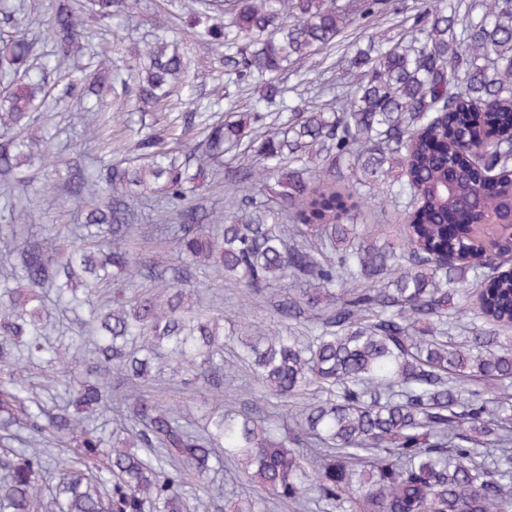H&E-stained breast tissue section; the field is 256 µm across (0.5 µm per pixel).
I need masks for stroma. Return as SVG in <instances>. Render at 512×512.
<instances>
[{"label": "stroma", "instance_id": "obj_1", "mask_svg": "<svg viewBox=\"0 0 512 512\" xmlns=\"http://www.w3.org/2000/svg\"><path fill=\"white\" fill-rule=\"evenodd\" d=\"M190 4L191 0H139L133 13L117 18L123 40L112 51L113 68L122 67L124 61L141 49L145 42L160 34L180 42L189 56V85L171 100L165 111L155 112L138 102L137 81L128 79L123 114L119 120L112 122L103 143L86 156L85 162L89 167L97 168L131 154L139 139L161 125L168 128L171 145L189 148L202 139L207 124L225 112L249 105L256 97L253 83L236 80L225 74L223 65L199 55L186 26V12ZM380 30L394 36L401 32L394 16L373 18L369 24L350 30L339 47L324 50L295 66L294 70L281 74L278 83L287 106L271 109L266 115V124L278 125L286 121L289 107L301 108L314 100H328L330 94L320 89V83L314 79L315 74H323L325 82L340 85L342 74L336 62L341 54ZM75 108V101L70 100L50 103L38 112L39 122L48 127L54 140L51 158L28 186V196H40L47 187L63 191L65 163L71 156L72 145L82 137L80 127L70 121ZM357 213L358 224L371 235L394 239L405 235L404 212L394 204L362 206ZM194 286L202 294L208 309L223 317L225 331L241 327L247 321L269 324L274 320L271 303L254 305L244 289L233 283L200 278L195 280ZM155 375L156 381L149 386V394L158 401L179 406L185 419L200 421L210 397L203 380L190 372L172 375L163 358L157 361ZM236 381L240 388L238 407L249 409L264 419L285 421L290 408L288 402L267 395L248 373H241Z\"/></svg>", "mask_w": 512, "mask_h": 512}]
</instances>
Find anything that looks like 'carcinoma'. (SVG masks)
Instances as JSON below:
<instances>
[{"label": "carcinoma", "mask_w": 512, "mask_h": 512, "mask_svg": "<svg viewBox=\"0 0 512 512\" xmlns=\"http://www.w3.org/2000/svg\"><path fill=\"white\" fill-rule=\"evenodd\" d=\"M101 22L136 0H91ZM196 46L240 80L266 79L259 102L276 101L277 74L334 45L358 20L398 15L396 0H196ZM83 0H60L47 18L53 66L68 70L84 49ZM20 0H0V186L32 179L52 134L33 111L48 93ZM409 41L383 33L337 61L351 89L266 128L258 106L229 112L195 148L165 146V129L139 140L137 156L98 169L66 167L81 204L74 241L55 248L56 227L25 228L61 205L45 191L31 207L5 200L0 254V512H195L224 498L217 475L232 462L266 502L296 512H512V278L493 272L512 255V234L472 224H512V0H422ZM140 101L161 111L184 84L188 61L174 42L145 45L129 62ZM98 92L73 76L65 96ZM75 119L85 148L109 122L90 108ZM478 156L464 153L461 141ZM251 154L237 174L224 157ZM349 192H336V178ZM231 187L212 221L195 204L209 182ZM250 181L263 182L255 193ZM405 209L410 236L374 238L353 210L379 196ZM133 199L155 203L151 232L171 234L175 280L124 246L136 230ZM175 223H170V220ZM460 258L444 262L439 253ZM228 280L256 304L288 285L276 323L249 325L237 357L276 398L299 405L282 424L232 406L223 319L189 288L198 274ZM139 279L151 283L135 294ZM125 287L90 309L93 337L50 341L52 315L92 305L96 290ZM486 284L467 315L469 288ZM469 316L448 339L450 318ZM300 325L306 336L278 328ZM174 373L211 386L198 432L176 408L138 392L156 350ZM68 360L97 375L66 380L48 406L24 361ZM112 412L119 430L95 424ZM131 435L139 451L127 447ZM72 448L56 461L46 436ZM197 479L186 493V477Z\"/></svg>", "instance_id": "obj_1"}]
</instances>
